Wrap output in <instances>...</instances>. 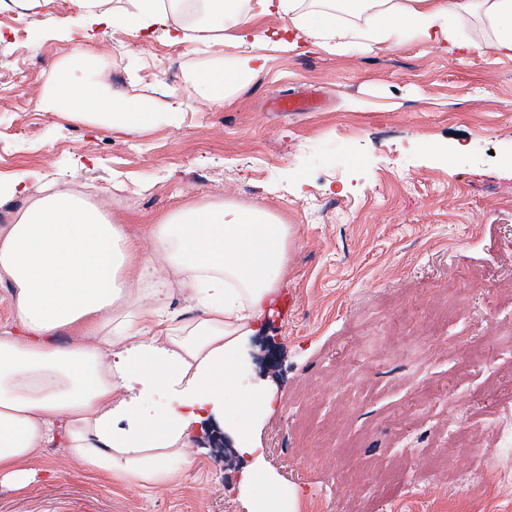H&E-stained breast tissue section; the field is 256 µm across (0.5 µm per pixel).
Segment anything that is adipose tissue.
Returning a JSON list of instances; mask_svg holds the SVG:
<instances>
[{
  "label": "adipose tissue",
  "mask_w": 512,
  "mask_h": 512,
  "mask_svg": "<svg viewBox=\"0 0 512 512\" xmlns=\"http://www.w3.org/2000/svg\"><path fill=\"white\" fill-rule=\"evenodd\" d=\"M105 2L71 0L65 26L78 46L36 105L122 135L179 126L183 101L130 103L112 95L106 80H81L96 26L137 38L166 17V36L179 44L192 16L197 31L223 34L229 68L185 78L192 97L206 103L245 87L266 63L263 47H288L291 33L341 53L358 42H394L408 29L425 46L512 57V0H122L115 10ZM342 14L364 20V28L340 24ZM265 15L284 21V36L255 33ZM469 15L485 17L493 38L454 40L449 20ZM287 253V225L221 200L164 214L135 238L99 206L57 190L0 227V277L11 300V323L0 328V484L27 486L31 461L53 445L107 482L173 483L194 462L192 432L224 420V392L239 384L238 359L269 308ZM173 283L198 315H171ZM65 330L76 342H59ZM273 398L264 385L242 393L250 417L227 429L246 462L240 491L266 489L258 512H282L289 496L252 442L254 421Z\"/></svg>",
  "instance_id": "1"
}]
</instances>
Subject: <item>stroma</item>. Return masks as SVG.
Segmentation results:
<instances>
[{
    "instance_id": "1",
    "label": "stroma",
    "mask_w": 512,
    "mask_h": 512,
    "mask_svg": "<svg viewBox=\"0 0 512 512\" xmlns=\"http://www.w3.org/2000/svg\"><path fill=\"white\" fill-rule=\"evenodd\" d=\"M68 0L30 13L0 57L35 75L0 82V182L30 172L27 199L0 197V227L46 187L86 191L113 223L141 224L192 202L260 207L289 227L277 289L287 318L265 313L247 381L270 379L256 423L264 466L294 490L286 512H468L456 471L483 451L512 470L489 418L512 394V58L449 53L403 33L398 44L335 55L311 37L268 50L264 69L220 104L190 101L187 72L228 60L223 43L173 44L97 32L112 89L189 101L180 128L113 135L36 110L75 49L60 29ZM312 93L313 112H279ZM408 308L405 322L391 313ZM169 486L93 478L43 449L25 490L0 486V512H252L232 447L200 438Z\"/></svg>"
}]
</instances>
